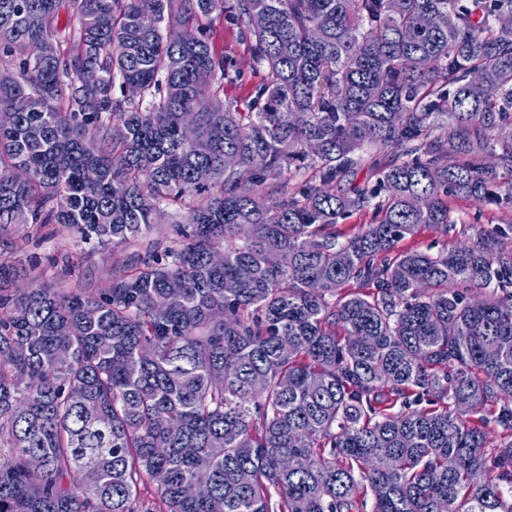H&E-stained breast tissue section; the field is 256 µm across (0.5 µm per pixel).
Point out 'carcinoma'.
I'll list each match as a JSON object with an SVG mask.
<instances>
[{
    "instance_id": "obj_1",
    "label": "carcinoma",
    "mask_w": 512,
    "mask_h": 512,
    "mask_svg": "<svg viewBox=\"0 0 512 512\" xmlns=\"http://www.w3.org/2000/svg\"><path fill=\"white\" fill-rule=\"evenodd\" d=\"M214 13L268 71L247 112L221 96ZM507 16L512 0H0V235L124 242L196 199L183 247L104 286L14 295L0 260V512H139L147 480L163 512H512V248H399L512 175ZM366 146L397 159L347 187ZM351 281L371 291L336 297Z\"/></svg>"
}]
</instances>
